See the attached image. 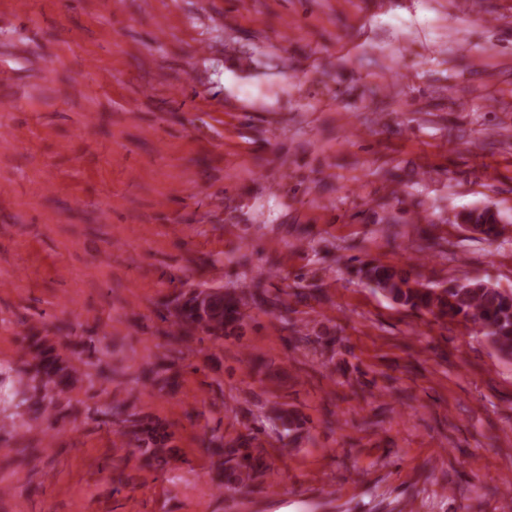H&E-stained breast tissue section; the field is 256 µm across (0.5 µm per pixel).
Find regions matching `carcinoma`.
<instances>
[{
    "label": "carcinoma",
    "mask_w": 512,
    "mask_h": 512,
    "mask_svg": "<svg viewBox=\"0 0 512 512\" xmlns=\"http://www.w3.org/2000/svg\"><path fill=\"white\" fill-rule=\"evenodd\" d=\"M464 221L487 239L500 235L501 213L488 206L468 210ZM357 275L396 305L436 320L461 317L474 323L498 353L512 358V289L498 288L481 280L463 283L452 280L446 286L424 284L405 269L373 262L362 264ZM257 295L261 297L263 293L217 290L202 295L189 289L165 303L159 317L169 322L172 341L188 348L199 335L216 341L234 335L240 326L242 307ZM24 349L31 360L26 362L9 397L20 398V403L28 405L35 417L51 420L55 418V397L70 385L73 368L41 336L26 334ZM273 413L289 431H298L304 426L302 417L294 409L279 404ZM115 434L121 444L141 448L147 462L159 466L167 463L170 435L160 423L130 413L120 420ZM256 441L257 436L250 432L222 446L214 437L208 440L207 448L211 455L219 458L224 474V482L219 487L243 491L264 475L267 466L254 455Z\"/></svg>",
    "instance_id": "carcinoma-1"
}]
</instances>
